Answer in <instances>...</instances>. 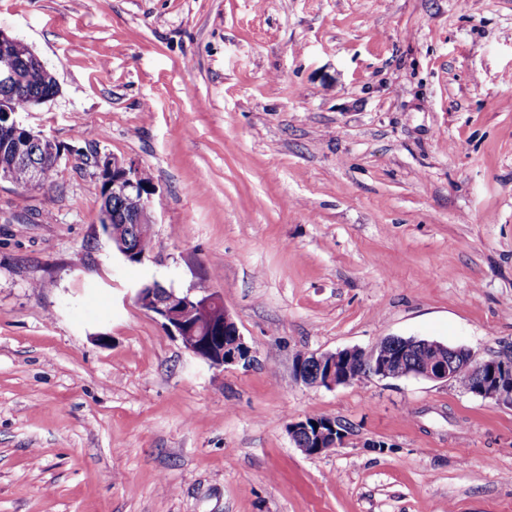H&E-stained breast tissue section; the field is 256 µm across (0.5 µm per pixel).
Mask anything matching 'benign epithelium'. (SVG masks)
Listing matches in <instances>:
<instances>
[{
  "mask_svg": "<svg viewBox=\"0 0 512 512\" xmlns=\"http://www.w3.org/2000/svg\"><path fill=\"white\" fill-rule=\"evenodd\" d=\"M33 62L39 64L41 60L22 41L0 28V112L8 116L5 122H0V141L11 147V165L26 168L30 186L40 190L47 187L53 170L63 158V151L57 142L40 133L30 131L18 138L22 124L15 118L16 111L9 103L13 97L23 98L30 109L54 98L52 94L29 89L27 75ZM90 166L107 182L104 199L112 196L138 202L137 207L123 217L112 215L109 207L103 208L107 235L117 251L128 258L135 253L131 234L137 225L154 223L151 205L156 185L140 182L141 167L116 156L98 153ZM135 300L144 310L161 319L165 328L195 357L217 366L241 364L247 367L254 363L252 348L217 295L178 293L173 289L159 293L144 285L137 289ZM407 352L400 338L388 337L369 350L346 348L322 355H302L295 360L294 376L310 387L334 389L364 375L389 379L400 369L408 378L454 383V361L459 350L445 351L432 344L427 362L412 370L403 368ZM467 363L476 379L472 393L512 408V350L489 360L470 350ZM288 431L293 442H305L300 450L307 456L316 455L320 448H341L348 440V430L329 417L315 425L305 420L291 423Z\"/></svg>",
  "mask_w": 512,
  "mask_h": 512,
  "instance_id": "obj_1",
  "label": "benign epithelium"
}]
</instances>
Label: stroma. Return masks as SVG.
I'll return each mask as SVG.
<instances>
[{
    "label": "stroma",
    "mask_w": 512,
    "mask_h": 512,
    "mask_svg": "<svg viewBox=\"0 0 512 512\" xmlns=\"http://www.w3.org/2000/svg\"><path fill=\"white\" fill-rule=\"evenodd\" d=\"M58 94L19 112L146 168L152 251L93 168L0 181V512H512V409L294 378L390 336L512 349V0H0ZM216 294L257 363L194 357L134 293ZM329 416L304 455L290 423ZM317 427L314 424L301 420L290 423L288 426L289 434L299 448L307 456H315L316 450L323 448L319 455L330 453L333 448L343 447L348 440V430L342 429L335 419L325 417L322 422H317ZM303 438L305 446H300L297 442Z\"/></svg>",
    "instance_id": "stroma-1"
}]
</instances>
